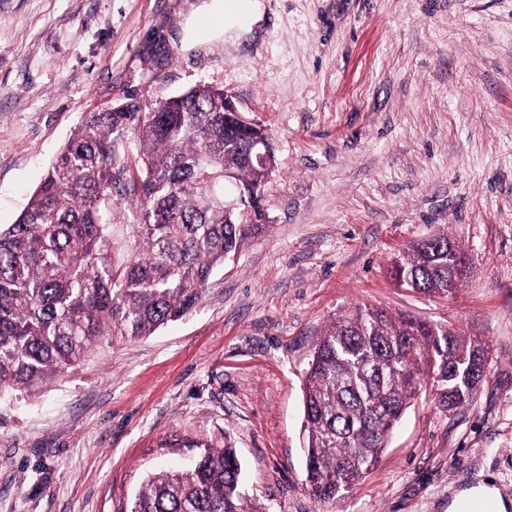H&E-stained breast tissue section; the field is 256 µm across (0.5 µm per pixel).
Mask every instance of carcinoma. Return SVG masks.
<instances>
[{
  "label": "carcinoma",
  "instance_id": "cac0c4a2",
  "mask_svg": "<svg viewBox=\"0 0 512 512\" xmlns=\"http://www.w3.org/2000/svg\"><path fill=\"white\" fill-rule=\"evenodd\" d=\"M126 112L86 114L13 224L0 226V395L32 394L82 362L102 336L136 339L189 314L224 262L267 228L254 195L269 172L247 157L258 126L197 87ZM134 133L133 142L125 140ZM235 173L224 183V172ZM229 196L239 207L210 205ZM137 201L131 224L116 199ZM395 271L448 291V235L412 247ZM486 350L459 328L356 307L316 344L305 376V485L341 498L374 468L423 381L458 407ZM131 512H259L234 448L148 477Z\"/></svg>",
  "mask_w": 512,
  "mask_h": 512
}]
</instances>
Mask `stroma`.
Returning <instances> with one entry per match:
<instances>
[{
    "label": "stroma",
    "instance_id": "1",
    "mask_svg": "<svg viewBox=\"0 0 512 512\" xmlns=\"http://www.w3.org/2000/svg\"><path fill=\"white\" fill-rule=\"evenodd\" d=\"M202 0H0V225L82 117L210 86L272 140L268 229L187 316L104 336L33 396L0 400V512H130L191 442L237 448L259 512H448L512 501V0H265L258 39L199 37ZM447 232L449 297L393 264ZM367 305L460 327L487 375L464 406L425 385L345 497L305 486L304 378L334 317ZM485 500L491 503L493 512H508L509 501H505L491 480H483L453 493L448 512H465L471 502ZM482 503L474 504L468 512H492Z\"/></svg>",
    "mask_w": 512,
    "mask_h": 512
}]
</instances>
